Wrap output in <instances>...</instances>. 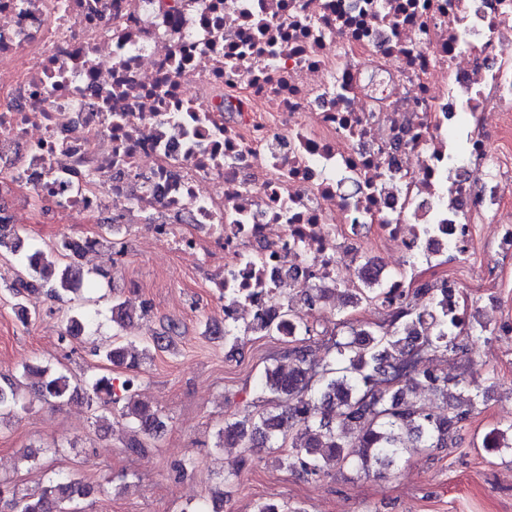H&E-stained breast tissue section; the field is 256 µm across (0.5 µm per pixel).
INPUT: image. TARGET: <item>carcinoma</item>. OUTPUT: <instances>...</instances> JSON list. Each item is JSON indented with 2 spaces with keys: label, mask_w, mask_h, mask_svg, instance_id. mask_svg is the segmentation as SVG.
Wrapping results in <instances>:
<instances>
[{
  "label": "carcinoma",
  "mask_w": 512,
  "mask_h": 512,
  "mask_svg": "<svg viewBox=\"0 0 512 512\" xmlns=\"http://www.w3.org/2000/svg\"><path fill=\"white\" fill-rule=\"evenodd\" d=\"M96 240H63L56 249L44 251L23 247L19 229L0 223V252L18 256L20 275L9 285L22 322L31 320L23 305L21 290L38 283L50 297L61 300L77 295L83 284L76 259ZM345 291L344 306H374L384 315L374 325L340 321L343 330L332 333L331 359L319 366L309 359L315 337L323 335L314 325L298 323L288 305L258 313L244 329L233 324L208 327L210 335L224 338V345L236 351L253 334H275L288 345V363L265 368L258 388L270 396L271 410L246 412L224 421L217 433L216 447L245 449L244 466L261 448L279 452L278 465L297 469L318 479L331 467L351 466L368 474L372 468L392 466L409 448H446L469 415L480 405V395L469 391L466 378H450L431 367L428 355L457 356L464 352L463 339L490 340L495 330L474 324L460 310L458 290L446 288H375L367 282L346 289L316 285L299 290L310 306L324 303L329 294ZM132 313L126 302L112 299L111 319L116 327L112 345L101 356L133 372L116 388L114 379L101 376L90 391L111 411L132 419L134 435L126 444L131 454L149 448L148 439L165 426L162 415L149 403L135 398L139 355L122 340L121 331ZM84 316L70 308L64 335L81 332ZM37 378L36 393L45 403H60L77 391L68 376L49 369L27 366L21 376L0 386V419L14 416L26 405L20 403L23 380ZM428 389L441 399L434 412L416 401L418 391ZM512 424L494 427L482 439V447L493 454L512 453ZM94 489L69 477L51 479L39 494H21L0 484V500L10 512H80L74 502L90 497Z\"/></svg>",
  "instance_id": "1"
}]
</instances>
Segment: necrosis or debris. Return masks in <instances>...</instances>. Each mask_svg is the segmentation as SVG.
I'll return each mask as SVG.
<instances>
[{
  "label": "necrosis or debris",
  "mask_w": 512,
  "mask_h": 512,
  "mask_svg": "<svg viewBox=\"0 0 512 512\" xmlns=\"http://www.w3.org/2000/svg\"><path fill=\"white\" fill-rule=\"evenodd\" d=\"M18 192L217 260L228 324L476 224L512 252V0H0Z\"/></svg>",
  "instance_id": "4bbe7bcc"
}]
</instances>
